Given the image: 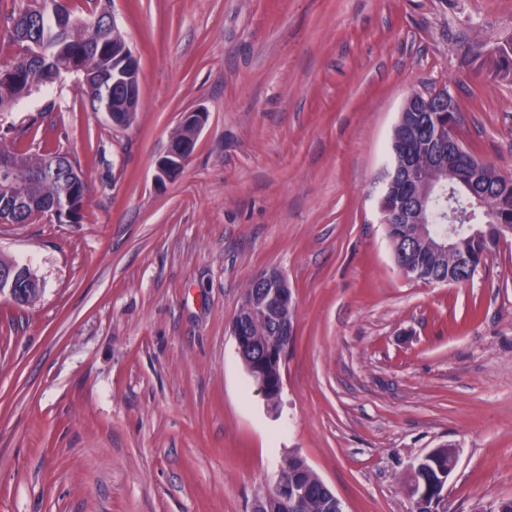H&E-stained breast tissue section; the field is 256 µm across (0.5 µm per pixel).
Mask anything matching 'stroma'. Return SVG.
Listing matches in <instances>:
<instances>
[{"label":"stroma","instance_id":"stroma-1","mask_svg":"<svg viewBox=\"0 0 512 512\" xmlns=\"http://www.w3.org/2000/svg\"><path fill=\"white\" fill-rule=\"evenodd\" d=\"M140 61L126 128L65 74L0 113L88 184L77 224H0L39 298L0 297V512H252L284 456L344 512H411L448 444L447 512L512 498V238L473 280L399 272L381 175L407 97L447 87L458 131L512 174V0H110ZM480 45L482 57L469 55ZM207 119L180 174L155 165ZM295 305L272 418L231 324L255 273ZM206 121V113L198 110H193L184 113L182 123L189 125L194 130L193 141L180 143L189 140L192 130L187 126L181 124L180 130L173 136L168 150L156 163L155 181L163 185L167 181L173 179L179 171L183 168L186 160L191 155V149L195 146L196 136ZM451 445H443L438 448L436 456L431 460L430 464L421 471L415 472L420 465L427 463V459L431 458L432 451L424 455L420 460L411 466V471L415 472L410 474L409 480V494L413 497L414 485L423 490L424 486L431 488L435 481L440 479L439 471L441 473L447 472L448 477L453 471L456 464V455L453 448L450 462H448V456L451 452ZM448 497L447 483L442 479L440 482L434 484V486L426 493L424 504L428 506V510L435 512L440 505H445Z\"/></svg>","mask_w":512,"mask_h":512}]
</instances>
